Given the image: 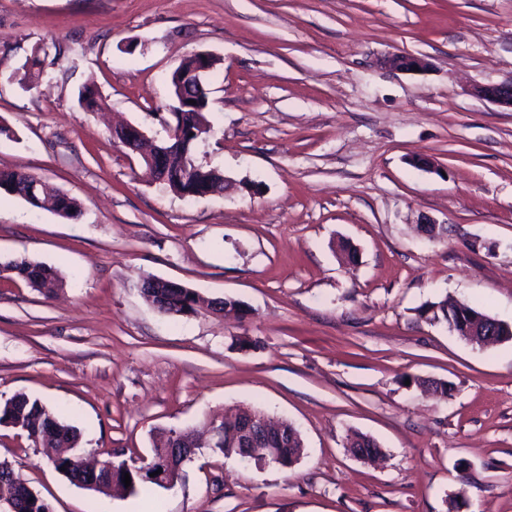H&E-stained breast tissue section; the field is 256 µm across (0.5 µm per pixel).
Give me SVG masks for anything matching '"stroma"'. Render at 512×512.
<instances>
[{"mask_svg":"<svg viewBox=\"0 0 512 512\" xmlns=\"http://www.w3.org/2000/svg\"><path fill=\"white\" fill-rule=\"evenodd\" d=\"M198 51L219 63L195 159L226 182L188 199L112 127L164 137L169 76ZM509 79L512 0H0V168L82 204L66 220L0 192V263L64 281L0 274V401L40 400L79 430L76 457L136 467L158 430L239 406L304 441L289 469L202 448L174 486L122 495L73 484L18 427L0 460L52 512H512V339L418 314L449 298L512 326V110L472 92ZM87 83L104 110L80 109ZM147 277L250 314L164 315ZM354 431L379 464L351 455ZM382 63L390 69L409 73L425 72L431 67L426 57L412 54H391L386 56ZM414 68H418V72H414ZM7 271L23 280L31 288H56L62 284L58 272L43 263L21 259L1 265L0 272Z\"/></svg>","mask_w":512,"mask_h":512,"instance_id":"35a3bbf8","label":"stroma"}]
</instances>
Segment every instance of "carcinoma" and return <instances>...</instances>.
<instances>
[{
	"label": "carcinoma",
	"instance_id": "cac0c4a2",
	"mask_svg": "<svg viewBox=\"0 0 512 512\" xmlns=\"http://www.w3.org/2000/svg\"><path fill=\"white\" fill-rule=\"evenodd\" d=\"M196 105L195 123L186 125L182 135L167 137L163 142L166 153L163 156L164 167L171 178L166 186L184 198H198L219 191L224 187V174L217 168L206 167L194 160L196 145L203 134L207 133L205 113L210 107V90L207 83L195 88ZM78 104L86 112H98L105 106L101 95L90 85L79 91ZM0 191L18 195L31 206L38 208L36 199L53 200L51 210L63 219H74L81 211L80 202L67 193L50 186L40 178L23 169H0ZM7 271L23 280L32 288H56L62 284L58 272L43 263L22 259L0 266V272ZM166 303L158 310L169 316L193 315L202 310L213 309L214 302L199 295L191 288H168L165 293ZM420 316L431 317L433 321H448V300L421 310ZM263 418L265 413L259 409H243L234 416L224 419V440L214 444L212 451L225 456L244 458L240 445L238 426L248 416ZM13 423L26 430L33 443H47L57 449L55 469L66 468L63 475L80 487L102 491L112 484L123 485L124 475L128 474L131 484L128 490L137 492L146 485L163 486V483L174 484L181 477L182 468L187 462V454L182 448L171 447L172 435L175 430L166 429L156 442L150 469L131 467L124 460L113 461V467L106 470L89 469L82 466L73 454L78 447L77 430L59 420L55 412L38 399L19 393L0 402V424ZM280 426L288 433L286 439L272 444L278 449L280 461L278 466L290 468L303 453L301 434L292 425L282 422ZM346 447L357 448L363 459L372 460L382 453L376 441L353 432L347 436ZM162 470V473L151 476V473ZM0 503L18 512H48L49 504L36 492H31L12 470L10 465L0 462Z\"/></svg>",
	"mask_w": 512,
	"mask_h": 512
}]
</instances>
